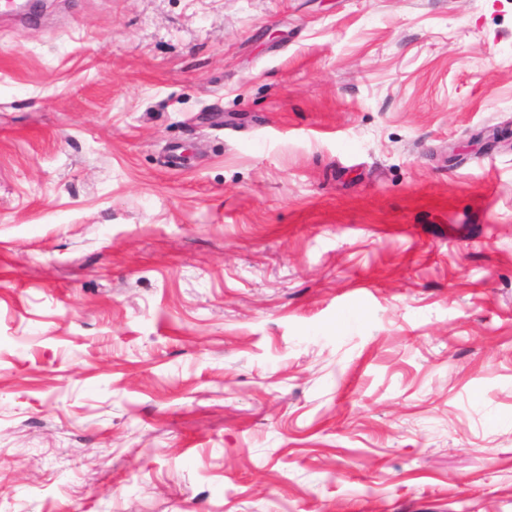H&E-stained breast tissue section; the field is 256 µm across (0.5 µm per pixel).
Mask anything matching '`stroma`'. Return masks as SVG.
Listing matches in <instances>:
<instances>
[{"mask_svg":"<svg viewBox=\"0 0 512 512\" xmlns=\"http://www.w3.org/2000/svg\"><path fill=\"white\" fill-rule=\"evenodd\" d=\"M0 15V512H512V0Z\"/></svg>","mask_w":512,"mask_h":512,"instance_id":"1","label":"stroma"}]
</instances>
